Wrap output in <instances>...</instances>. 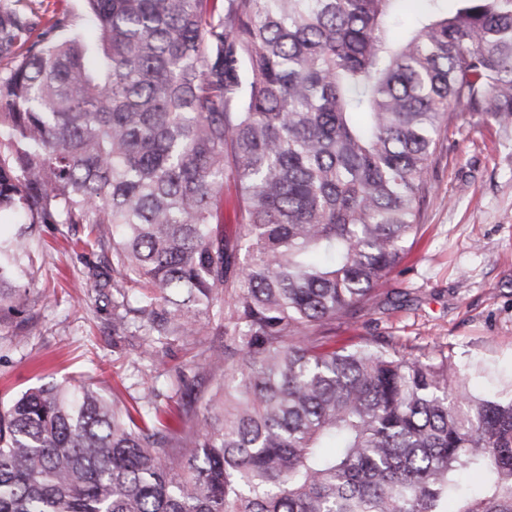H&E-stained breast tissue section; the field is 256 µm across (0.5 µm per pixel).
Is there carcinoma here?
Here are the masks:
<instances>
[{"instance_id": "obj_1", "label": "carcinoma", "mask_w": 512, "mask_h": 512, "mask_svg": "<svg viewBox=\"0 0 512 512\" xmlns=\"http://www.w3.org/2000/svg\"><path fill=\"white\" fill-rule=\"evenodd\" d=\"M84 2L95 40L0 10V212L112 226L114 335L206 317L224 345L179 432L68 382L0 406V512H512V386L330 346L408 255L453 118L512 116V0H419L406 28L404 0ZM39 248L0 239V306Z\"/></svg>"}]
</instances>
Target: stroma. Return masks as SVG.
Masks as SVG:
<instances>
[{
	"label": "stroma",
	"mask_w": 512,
	"mask_h": 512,
	"mask_svg": "<svg viewBox=\"0 0 512 512\" xmlns=\"http://www.w3.org/2000/svg\"><path fill=\"white\" fill-rule=\"evenodd\" d=\"M421 229L408 256L381 283L389 302L337 327L335 343L391 337L415 353L452 354L471 388L490 395L512 381V119L463 113L430 172ZM84 225L39 224V273L24 312L0 311V401L37 385L101 380L126 402L155 387L177 407L200 396L191 375L220 342L201 321L160 349L112 334L111 251L72 248ZM186 380L177 382L176 369Z\"/></svg>",
	"instance_id": "35a3bbf8"
}]
</instances>
